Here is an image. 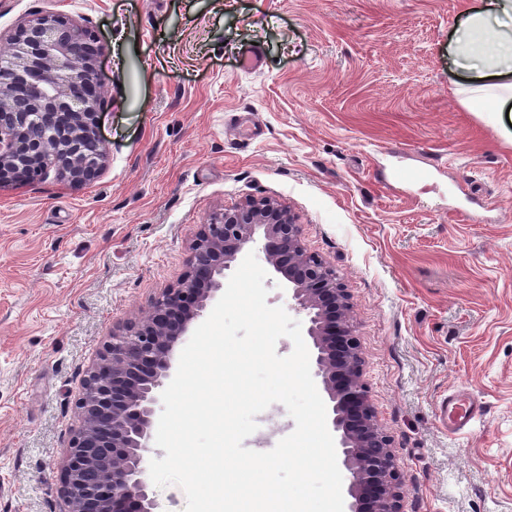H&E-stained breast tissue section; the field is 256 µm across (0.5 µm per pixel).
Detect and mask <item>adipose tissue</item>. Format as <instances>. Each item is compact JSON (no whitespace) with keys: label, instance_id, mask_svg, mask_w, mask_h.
<instances>
[{"label":"adipose tissue","instance_id":"1","mask_svg":"<svg viewBox=\"0 0 512 512\" xmlns=\"http://www.w3.org/2000/svg\"><path fill=\"white\" fill-rule=\"evenodd\" d=\"M465 19L456 39L454 58L464 70L477 72L482 84L467 90V104L498 111L512 99V0H486L477 6L464 0Z\"/></svg>","mask_w":512,"mask_h":512}]
</instances>
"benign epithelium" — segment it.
<instances>
[{"label": "benign epithelium", "instance_id": "1", "mask_svg": "<svg viewBox=\"0 0 512 512\" xmlns=\"http://www.w3.org/2000/svg\"><path fill=\"white\" fill-rule=\"evenodd\" d=\"M0 56V187L54 175L88 184L108 153L95 130L104 103L91 33L62 12H36L8 36ZM288 282L289 309L303 318L314 381L347 471V512H402L403 479L392 437L377 423L363 377L351 296L336 270L306 252L294 214L271 197H249L201 225L187 271L144 316L112 332L83 382L80 425L58 467L66 512H153L147 459L172 357L220 298L226 278L254 246ZM96 481H84L87 472Z\"/></svg>", "mask_w": 512, "mask_h": 512}]
</instances>
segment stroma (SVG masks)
Segmentation results:
<instances>
[{
	"label": "stroma",
	"instance_id": "35a3bbf8",
	"mask_svg": "<svg viewBox=\"0 0 512 512\" xmlns=\"http://www.w3.org/2000/svg\"><path fill=\"white\" fill-rule=\"evenodd\" d=\"M57 10L97 37L109 164L0 189V512H60L98 351L252 196L351 295L404 512H512V117L457 93L460 0H0V35ZM467 194L489 210L456 214ZM459 390L468 435L442 420ZM462 402V396L452 392L442 401L444 416L448 419V431L453 434H468L481 420L482 407L472 401L468 405Z\"/></svg>",
	"mask_w": 512,
	"mask_h": 512
}]
</instances>
